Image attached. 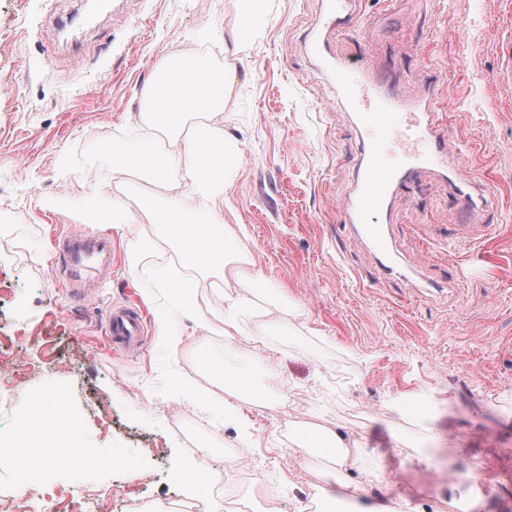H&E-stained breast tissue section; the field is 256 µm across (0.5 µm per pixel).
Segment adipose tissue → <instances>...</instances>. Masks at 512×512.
Wrapping results in <instances>:
<instances>
[{
  "label": "adipose tissue",
  "instance_id": "obj_1",
  "mask_svg": "<svg viewBox=\"0 0 512 512\" xmlns=\"http://www.w3.org/2000/svg\"><path fill=\"white\" fill-rule=\"evenodd\" d=\"M229 94L224 67L207 58L181 52L165 56L155 67L141 94L140 115L149 129L164 130L179 156L170 150L144 146L130 155L112 152V172L138 175V214L120 205L93 210L92 224L129 225L137 219L159 226L164 238L176 245L180 274L165 278L173 299L186 311L200 307L193 272L219 269L224 278L248 291H262L266 281L261 273L231 265L229 256L241 248L240 237L225 224L212 204L229 186V174L240 155L235 142L224 134L221 118ZM180 162L184 199L178 204H160L158 192L169 183L173 162ZM294 436L315 455L332 462L335 471L347 469L359 451L357 441L345 440L327 427L297 428Z\"/></svg>",
  "mask_w": 512,
  "mask_h": 512
}]
</instances>
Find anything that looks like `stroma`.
I'll return each instance as SVG.
<instances>
[{
	"label": "stroma",
	"mask_w": 512,
	"mask_h": 512,
	"mask_svg": "<svg viewBox=\"0 0 512 512\" xmlns=\"http://www.w3.org/2000/svg\"><path fill=\"white\" fill-rule=\"evenodd\" d=\"M77 7L0 0V442L13 443L42 395H59L78 426L57 460L35 448L0 458V512H173L201 494L177 477L188 465L213 485L262 470L237 486L248 512L275 498L282 512H317L319 489L340 485L327 460L289 440L293 423L359 441L344 477L364 492L350 512H448L472 497L473 471L490 485L476 512H512V84L500 79L499 46L512 0H357L366 34L336 44L371 58L399 97L431 85L438 133L484 201L472 214L439 171L400 188L381 221L401 279L345 221L362 139L309 50L321 0H264L244 46L236 0H129L81 29L80 49L58 50L55 18ZM171 52L230 66L224 132L241 153L214 207L269 287L230 338L224 297L236 283L199 275L212 307L190 315L147 288L153 263L128 268V239L155 225L112 229V273L83 305L53 248L100 232L82 221L101 203L91 189L112 181L100 151L140 148L141 91ZM460 270L462 289L449 292ZM147 296L181 332L178 350L153 326L143 351L109 349V309ZM274 350L277 376L259 382L275 407L217 392L223 372ZM402 399L432 403L430 429L393 410ZM228 400L248 433L225 421Z\"/></svg>",
	"instance_id": "obj_1"
}]
</instances>
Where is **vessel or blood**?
<instances>
[{
    "label": "vessel or blood",
    "instance_id": "obj_1",
    "mask_svg": "<svg viewBox=\"0 0 512 512\" xmlns=\"http://www.w3.org/2000/svg\"><path fill=\"white\" fill-rule=\"evenodd\" d=\"M359 27L349 0H328L320 25V36L313 43L315 55L334 73L336 83L359 124L371 133L364 151L362 173L347 212L357 234L372 251L390 257V238L377 216L385 210L389 196L409 177L427 170L444 168L448 147L438 137L437 107L433 94L414 102L390 93L382 77L365 61L343 62L334 56L332 44L358 34ZM400 149L396 160H388L381 142ZM112 240L86 238L75 234L59 246V262L64 282L72 297L88 302L94 297L92 283L112 268ZM146 316L135 303L113 307L105 325V341L116 351H132L146 340Z\"/></svg>",
    "mask_w": 512,
    "mask_h": 512
}]
</instances>
